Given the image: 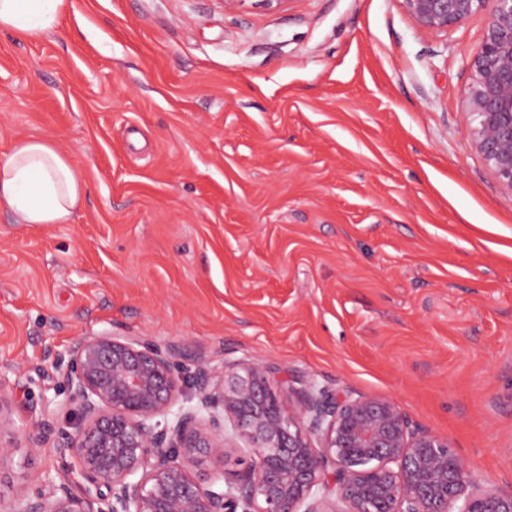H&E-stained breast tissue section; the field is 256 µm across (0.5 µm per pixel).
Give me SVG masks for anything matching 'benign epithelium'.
<instances>
[{"label": "benign epithelium", "mask_w": 512, "mask_h": 512, "mask_svg": "<svg viewBox=\"0 0 512 512\" xmlns=\"http://www.w3.org/2000/svg\"><path fill=\"white\" fill-rule=\"evenodd\" d=\"M224 10L278 11L290 0H218ZM419 26L446 33L474 16L484 35L470 55L463 121L489 175L512 192V0H398ZM69 391L63 449L85 482L19 487L0 512H512V490L475 481L448 439L413 426L390 400L338 397L313 378L295 403L262 360L204 363L180 378L174 352L104 332L55 355ZM193 387L197 402L179 405ZM247 442L248 465L193 476L204 460Z\"/></svg>", "instance_id": "obj_1"}]
</instances>
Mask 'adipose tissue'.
I'll use <instances>...</instances> for the list:
<instances>
[{"label":"adipose tissue","mask_w":512,"mask_h":512,"mask_svg":"<svg viewBox=\"0 0 512 512\" xmlns=\"http://www.w3.org/2000/svg\"><path fill=\"white\" fill-rule=\"evenodd\" d=\"M67 0H0V29L36 40L53 31ZM85 182L55 144L18 140L0 157V211L19 224H67L81 209Z\"/></svg>","instance_id":"1"}]
</instances>
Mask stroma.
<instances>
[{"mask_svg": "<svg viewBox=\"0 0 512 512\" xmlns=\"http://www.w3.org/2000/svg\"><path fill=\"white\" fill-rule=\"evenodd\" d=\"M481 17L435 33L397 0H71L0 31V156L54 143L68 224L0 213V499L83 481L52 363L109 332L185 370L260 359L393 401L473 477L512 488V192L461 118ZM292 0H218L224 11L241 12L249 9H263L266 11H278Z\"/></svg>", "mask_w": 512, "mask_h": 512, "instance_id": "35a3bbf8", "label": "stroma"}]
</instances>
